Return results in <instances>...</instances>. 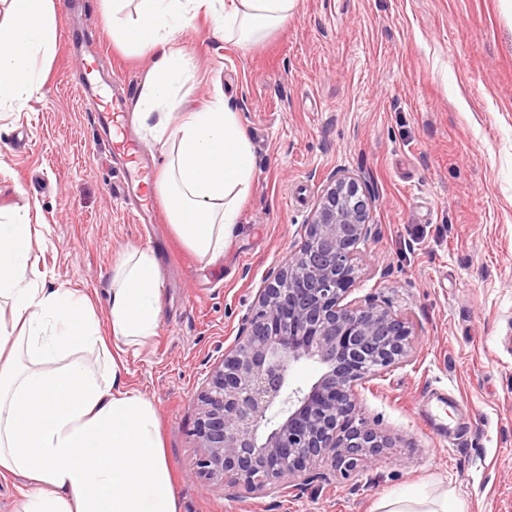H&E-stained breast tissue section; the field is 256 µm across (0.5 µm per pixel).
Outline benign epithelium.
I'll use <instances>...</instances> for the list:
<instances>
[{
  "mask_svg": "<svg viewBox=\"0 0 512 512\" xmlns=\"http://www.w3.org/2000/svg\"><path fill=\"white\" fill-rule=\"evenodd\" d=\"M374 203L357 178L330 177L305 240L258 290L197 394L195 476L261 497L326 479L320 461L347 479L393 447L362 412L358 388L410 361L412 331L374 298L347 300L360 246L376 234ZM303 360L320 374L293 388L289 372Z\"/></svg>",
  "mask_w": 512,
  "mask_h": 512,
  "instance_id": "benign-epithelium-1",
  "label": "benign epithelium"
}]
</instances>
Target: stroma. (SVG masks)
Returning a JSON list of instances; mask_svg holds the SVG:
<instances>
[{
  "label": "stroma",
  "mask_w": 512,
  "mask_h": 512,
  "mask_svg": "<svg viewBox=\"0 0 512 512\" xmlns=\"http://www.w3.org/2000/svg\"><path fill=\"white\" fill-rule=\"evenodd\" d=\"M57 34L42 101L0 112V215L30 225L45 286L87 295L101 317L129 246L164 258L157 334L115 358L120 387L157 410L180 512H376L408 487L512 512V0H297L250 47L214 36L204 15L180 31L186 105L223 96L255 158L239 224L211 261L171 224L155 243L134 223L111 191L112 145L80 100L89 54L130 102L149 54L113 42L103 0H60ZM338 171L376 198L349 296L378 297L413 328L409 362L359 389L395 445L351 478L323 463L328 481L276 497L205 483L196 395ZM440 394L447 407L432 403Z\"/></svg>",
  "instance_id": "obj_1"
}]
</instances>
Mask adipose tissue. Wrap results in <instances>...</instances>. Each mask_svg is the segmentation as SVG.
<instances>
[{
    "instance_id": "ef3b65f1",
    "label": "adipose tissue",
    "mask_w": 512,
    "mask_h": 512,
    "mask_svg": "<svg viewBox=\"0 0 512 512\" xmlns=\"http://www.w3.org/2000/svg\"><path fill=\"white\" fill-rule=\"evenodd\" d=\"M296 0H111L112 36L152 54L135 100L140 124L170 148L159 187L170 224L198 257L224 251L254 181V157L223 98L198 110L179 95L190 63L171 49L199 15L241 46L261 43ZM57 39L55 0H0V105L28 108L46 81ZM29 225L0 224V474L29 491L16 512H179L157 412L121 389L114 368L88 355L139 346L155 335L162 280L150 250L132 248L115 266L104 337L92 304L33 278ZM380 512H466L462 502L414 489L382 499Z\"/></svg>"
}]
</instances>
